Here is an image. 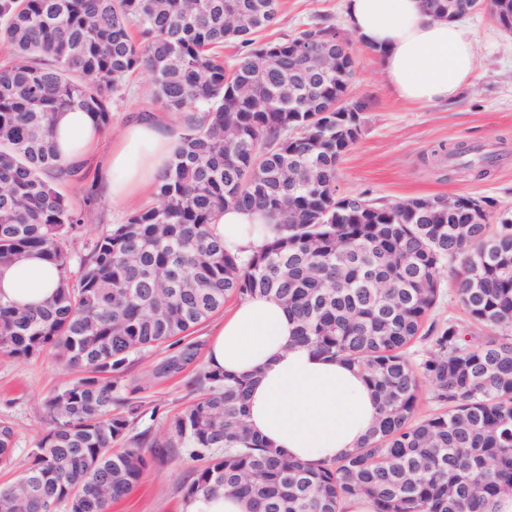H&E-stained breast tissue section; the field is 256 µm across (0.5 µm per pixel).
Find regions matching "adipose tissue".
Returning <instances> with one entry per match:
<instances>
[{
	"label": "adipose tissue",
	"instance_id": "obj_1",
	"mask_svg": "<svg viewBox=\"0 0 512 512\" xmlns=\"http://www.w3.org/2000/svg\"><path fill=\"white\" fill-rule=\"evenodd\" d=\"M350 29L376 49L388 85L403 101L455 100L476 65L474 37L459 21L428 16L423 0H346ZM102 131L91 113H60L55 146L63 161L84 157ZM177 146L174 128L145 120L128 126L108 159L106 193L115 202L153 189ZM269 219L257 210L225 208L212 230L226 251L249 256L269 236ZM55 267L32 254L0 267V300L38 306L54 294ZM295 322L270 295L243 300L213 332L211 369L248 377L251 431L264 443L303 463L344 458L368 438L379 401L361 372L294 340Z\"/></svg>",
	"mask_w": 512,
	"mask_h": 512
}]
</instances>
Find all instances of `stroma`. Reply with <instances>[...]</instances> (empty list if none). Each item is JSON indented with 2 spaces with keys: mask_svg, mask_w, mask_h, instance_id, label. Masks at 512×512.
I'll use <instances>...</instances> for the list:
<instances>
[{
  "mask_svg": "<svg viewBox=\"0 0 512 512\" xmlns=\"http://www.w3.org/2000/svg\"><path fill=\"white\" fill-rule=\"evenodd\" d=\"M463 23L475 39L476 67L469 86L448 104L418 105L399 99L383 77L378 54L353 40L351 94L365 99L368 108L357 143L338 164L336 184L342 194L373 202L467 195L494 201L496 210H512V33L503 31L486 9L465 17ZM318 26L335 27L350 38L344 0H280L278 19L262 38L281 40ZM160 112L149 97L147 77L131 78L114 98L111 126L83 160L90 176L103 179L107 156L129 124ZM459 144L493 155L489 174L479 178L449 166L445 154ZM238 303V297H230L222 312L188 335L130 356L118 394L142 404L133 432L164 438L170 420L198 394L195 379L207 366L211 334ZM186 350L192 359L179 370L166 371L167 362ZM65 379L52 355L26 361L0 357V420L11 422L17 433L16 460L26 458L44 427V398ZM198 466L189 449H173L153 463L128 495L113 503L111 512H184V493Z\"/></svg>",
  "mask_w": 512,
  "mask_h": 512,
  "instance_id": "stroma-1",
  "label": "stroma"
}]
</instances>
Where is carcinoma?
<instances>
[{
    "mask_svg": "<svg viewBox=\"0 0 512 512\" xmlns=\"http://www.w3.org/2000/svg\"><path fill=\"white\" fill-rule=\"evenodd\" d=\"M512 22V0H489ZM278 0H0V264L40 253L59 271L41 306L0 301V356L49 353L84 376L44 402L19 478L0 485V512H110L165 448L203 460L185 500L231 491L249 512H338L348 495L376 512H484L512 490V224L490 232L487 207L433 220L418 199L336 206V167L361 130L336 119L354 61L318 78L297 49L310 31L277 42L255 35L278 17ZM242 52L230 67L224 43ZM145 73L150 95L181 121L178 146L153 188L156 203L109 224L76 249L100 205L80 163L53 143L56 112L78 108L106 129L112 101ZM468 172L491 157L455 147ZM83 186L78 206L58 184ZM275 220L247 260L212 232L228 206ZM460 262L461 325L435 331L420 362L407 346L435 306L441 275ZM394 286L385 301L373 281ZM278 298L296 341L355 365L373 385L379 417L355 453L321 464L264 445L246 420L250 380L205 370L206 391L175 415L167 440L131 434L138 405L117 395L135 353L149 351L224 307L229 296ZM444 410L415 414L421 379ZM16 432L0 420V464H13Z\"/></svg>",
    "mask_w": 512,
    "mask_h": 512,
    "instance_id": "carcinoma-1",
    "label": "carcinoma"
}]
</instances>
